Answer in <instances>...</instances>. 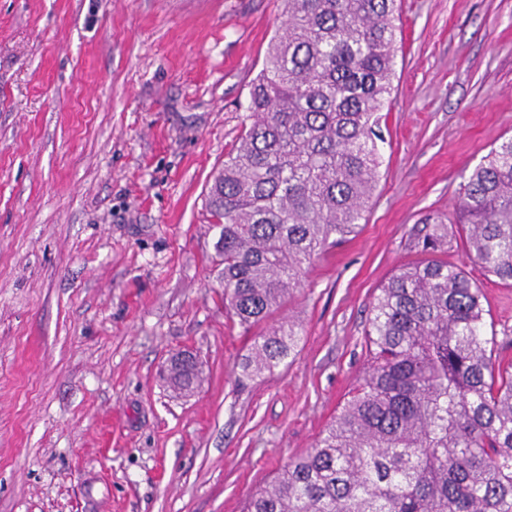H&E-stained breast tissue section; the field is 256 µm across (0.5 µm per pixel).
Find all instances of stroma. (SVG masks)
<instances>
[{"instance_id": "1", "label": "stroma", "mask_w": 512, "mask_h": 512, "mask_svg": "<svg viewBox=\"0 0 512 512\" xmlns=\"http://www.w3.org/2000/svg\"><path fill=\"white\" fill-rule=\"evenodd\" d=\"M283 20V0H0V512H240L357 386L415 222L454 214L512 136V0H401L365 218L268 319L299 325L294 353L244 377L264 326L228 318L205 199ZM448 257L512 360V287L453 223ZM183 350L189 396L162 378Z\"/></svg>"}]
</instances>
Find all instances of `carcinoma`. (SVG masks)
<instances>
[{"instance_id":"1","label":"carcinoma","mask_w":512,"mask_h":512,"mask_svg":"<svg viewBox=\"0 0 512 512\" xmlns=\"http://www.w3.org/2000/svg\"><path fill=\"white\" fill-rule=\"evenodd\" d=\"M250 88L254 122L208 191L224 307L246 329L301 284L303 266L354 234L380 167V120L395 76L397 0H284ZM379 288L367 367L313 448L249 496L242 512H512V362L487 335L483 288L455 262L447 216L428 213ZM456 223L467 257L512 285V138L466 176ZM294 324L257 336L245 376L297 347ZM176 354L167 380L191 389Z\"/></svg>"}]
</instances>
